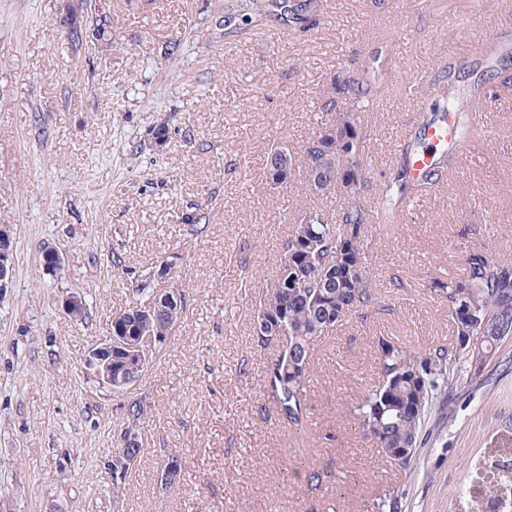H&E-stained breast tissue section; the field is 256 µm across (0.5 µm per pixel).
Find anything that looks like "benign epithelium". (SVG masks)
<instances>
[{
  "label": "benign epithelium",
  "instance_id": "obj_1",
  "mask_svg": "<svg viewBox=\"0 0 512 512\" xmlns=\"http://www.w3.org/2000/svg\"><path fill=\"white\" fill-rule=\"evenodd\" d=\"M86 9L84 0H66V13L63 18L66 31L70 32L79 25V18ZM14 269L13 237L10 225L0 226V295L11 287ZM166 343V337L156 336L149 329L144 336L136 339L120 335L108 336L93 347L87 358V368L96 381L114 391H120L138 382L145 360L150 352ZM120 346L125 350L128 362L122 375L112 378V348Z\"/></svg>",
  "mask_w": 512,
  "mask_h": 512
}]
</instances>
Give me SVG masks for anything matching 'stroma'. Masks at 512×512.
<instances>
[{
    "label": "stroma",
    "mask_w": 512,
    "mask_h": 512,
    "mask_svg": "<svg viewBox=\"0 0 512 512\" xmlns=\"http://www.w3.org/2000/svg\"><path fill=\"white\" fill-rule=\"evenodd\" d=\"M240 3L89 0L112 26L85 25L76 45L65 0H0V225L15 254L0 295V512H369L391 489L402 512H512V371L492 364L487 383L465 382L442 435L405 470L354 415L379 382L378 338L411 351L453 343L435 282L460 279L472 248L512 260V93L482 81L490 66L512 78V0H326L318 25L296 33L258 10L242 20ZM375 59L366 199L447 64L479 89V126L440 192L365 227L384 300L319 341L296 431L259 410L279 349L252 346L253 296L315 199L300 174L271 187L266 160L279 143L302 154L329 119L318 101L334 77ZM191 211L205 222L184 223ZM49 247L64 259L53 273ZM164 262L184 273V318L140 383L99 385L89 349L141 286L162 288ZM74 293L81 321L61 307ZM139 400L142 451L117 490L113 450ZM174 456L181 481L167 489ZM308 469L322 484L308 485Z\"/></svg>",
    "instance_id": "1"
}]
</instances>
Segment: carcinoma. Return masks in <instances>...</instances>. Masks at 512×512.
Listing matches in <instances>:
<instances>
[{"label":"carcinoma","mask_w":512,"mask_h":512,"mask_svg":"<svg viewBox=\"0 0 512 512\" xmlns=\"http://www.w3.org/2000/svg\"><path fill=\"white\" fill-rule=\"evenodd\" d=\"M322 0H267L266 14L283 28L304 29L316 21ZM448 66V87L438 92L430 105L431 118L451 113L457 137L470 140L475 128L470 110L471 95L460 97ZM372 70L343 79L334 78L321 100V109L334 119L318 127L303 151L305 191L321 198L336 196V173L352 177L353 193L345 197L336 220H328L319 206L299 211L272 282L255 297L252 344L262 351L280 345L279 355L265 370L266 398L286 427H303L309 418L311 359L317 342L346 317L377 307L380 294L371 287L373 268L364 249L360 230L372 219L385 223L408 197L419 192L409 173L419 137L404 143L399 159L380 174L375 209L365 203L367 180L355 173L365 166L364 155L354 153L350 142L361 141V115L378 89ZM466 275L437 288L448 304L455 344L436 345L422 353H410L384 338L378 340L379 384L355 409L366 435L384 451L390 465L406 470L418 449L430 440L433 429L428 416L450 407L461 377L479 380L502 343L512 338V261L493 257L478 248L467 252ZM147 299L117 313L112 326L129 336H138L141 322L134 309L152 312V331L173 336L186 311L181 289L173 306L154 305V291ZM143 406H128L129 424L124 436L131 462L141 445L134 426ZM401 495L389 490L373 512H399Z\"/></svg>","instance_id":"obj_1"}]
</instances>
